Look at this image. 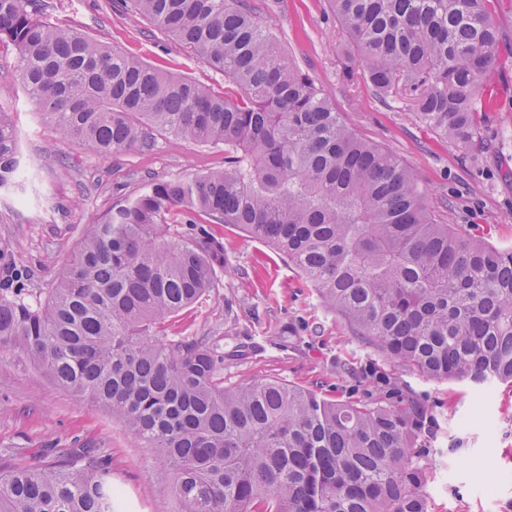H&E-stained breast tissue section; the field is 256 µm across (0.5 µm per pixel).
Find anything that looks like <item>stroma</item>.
<instances>
[{
	"label": "stroma",
	"instance_id": "obj_1",
	"mask_svg": "<svg viewBox=\"0 0 512 512\" xmlns=\"http://www.w3.org/2000/svg\"><path fill=\"white\" fill-rule=\"evenodd\" d=\"M278 36L283 52L321 86L346 123L389 148L428 191L441 223L512 247V0H498L495 22L504 51L485 77L504 91L486 110L478 138L462 148L413 120L405 101L375 95L327 0H247ZM42 16L73 26L160 70L223 90L224 76L191 58L178 42L135 19L125 0H38ZM19 56L0 45V92L9 97L20 136L19 177L0 190V240L38 283L76 248L90 218L173 177H195L224 165L223 145H200L169 134L152 150L99 156L45 121L18 81ZM224 265L215 288L165 324V340L189 334L219 337L224 382L277 378L332 400L393 393L423 406L428 427L420 444L428 512H512V383L482 394L457 382L422 378L356 336L325 307L296 267L237 227L218 224ZM108 459L120 489L116 512H171L170 482L157 460L104 410L59 390L19 351L0 352V467L50 464L51 449Z\"/></svg>",
	"mask_w": 512,
	"mask_h": 512
}]
</instances>
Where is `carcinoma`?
<instances>
[{
	"mask_svg": "<svg viewBox=\"0 0 512 512\" xmlns=\"http://www.w3.org/2000/svg\"><path fill=\"white\" fill-rule=\"evenodd\" d=\"M362 78L409 96L414 119L475 141L500 60L496 0H328ZM0 0L21 86L94 154L153 147L157 131L224 144V168L154 183L91 221L46 288L0 243V350L106 410L153 448L174 512H427L425 409L328 400L278 379L224 385V349L160 325L215 287L233 224L273 246L355 333L436 381L512 382V247L439 223L411 167L359 137L283 54L246 0H130L134 14L224 74L218 92ZM18 169L0 99V188ZM0 470V512H114L105 460Z\"/></svg>",
	"mask_w": 512,
	"mask_h": 512,
	"instance_id": "carcinoma-1",
	"label": "carcinoma"
}]
</instances>
